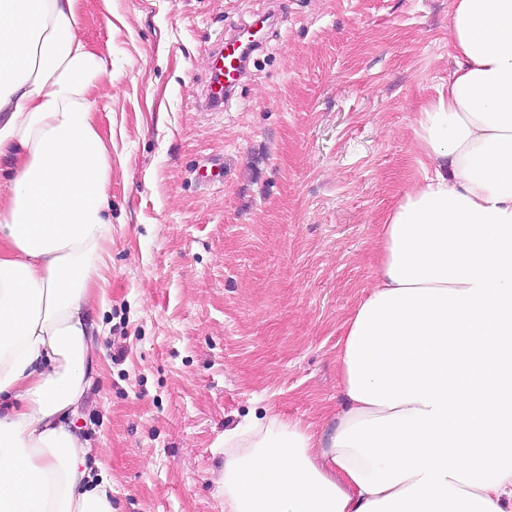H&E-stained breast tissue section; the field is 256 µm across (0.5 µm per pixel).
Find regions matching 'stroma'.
I'll return each instance as SVG.
<instances>
[{
	"label": "stroma",
	"mask_w": 512,
	"mask_h": 512,
	"mask_svg": "<svg viewBox=\"0 0 512 512\" xmlns=\"http://www.w3.org/2000/svg\"><path fill=\"white\" fill-rule=\"evenodd\" d=\"M112 57V248L74 424L113 512H224V432L326 425L377 231L421 173L413 121L453 67L448 0H80ZM277 12L220 112L211 50ZM224 176L198 178L210 162Z\"/></svg>",
	"instance_id": "35a3bbf8"
}]
</instances>
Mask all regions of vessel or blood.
Returning a JSON list of instances; mask_svg holds the SVG:
<instances>
[{
    "label": "vessel or blood",
    "instance_id": "b4317fda",
    "mask_svg": "<svg viewBox=\"0 0 512 512\" xmlns=\"http://www.w3.org/2000/svg\"><path fill=\"white\" fill-rule=\"evenodd\" d=\"M263 42V37L248 26L220 39L212 53L210 79L202 92L207 107H223L226 96L239 85L246 71L245 51L259 48Z\"/></svg>",
    "mask_w": 512,
    "mask_h": 512
}]
</instances>
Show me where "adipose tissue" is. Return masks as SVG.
<instances>
[{
	"label": "adipose tissue",
	"mask_w": 512,
	"mask_h": 512,
	"mask_svg": "<svg viewBox=\"0 0 512 512\" xmlns=\"http://www.w3.org/2000/svg\"><path fill=\"white\" fill-rule=\"evenodd\" d=\"M79 0H0V512H112L72 428L112 234ZM454 67L416 112L322 430L224 433V512H512V0H451Z\"/></svg>",
	"instance_id": "ef3b65f1"
}]
</instances>
